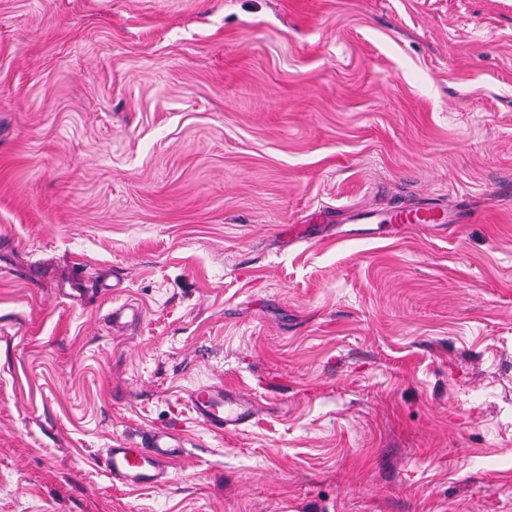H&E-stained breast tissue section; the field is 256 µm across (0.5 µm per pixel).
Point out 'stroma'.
Masks as SVG:
<instances>
[{
    "label": "stroma",
    "instance_id": "obj_1",
    "mask_svg": "<svg viewBox=\"0 0 512 512\" xmlns=\"http://www.w3.org/2000/svg\"><path fill=\"white\" fill-rule=\"evenodd\" d=\"M0 512H512V0H0ZM468 218L466 212L448 216L446 211L431 206L405 207L389 213V222L396 224H460ZM186 404L193 419L217 435L243 431L255 419L253 399L225 389L223 383L192 389L187 395ZM180 437L170 429L152 430L140 442L106 448L102 463L125 486H159L167 467L184 456Z\"/></svg>",
    "mask_w": 512,
    "mask_h": 512
}]
</instances>
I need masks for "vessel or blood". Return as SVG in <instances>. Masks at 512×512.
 Instances as JSON below:
<instances>
[{
    "label": "vessel or blood",
    "instance_id": "b4317fda",
    "mask_svg": "<svg viewBox=\"0 0 512 512\" xmlns=\"http://www.w3.org/2000/svg\"><path fill=\"white\" fill-rule=\"evenodd\" d=\"M467 213L448 215L431 206L406 207L391 211L390 222L396 224H459ZM186 404L194 420L209 432L224 435L244 430L255 418L250 396L212 383L192 389ZM183 455L178 435L172 430H153L139 442L106 449L102 463L113 480L125 486H159L165 481L167 467Z\"/></svg>",
    "mask_w": 512,
    "mask_h": 512
}]
</instances>
